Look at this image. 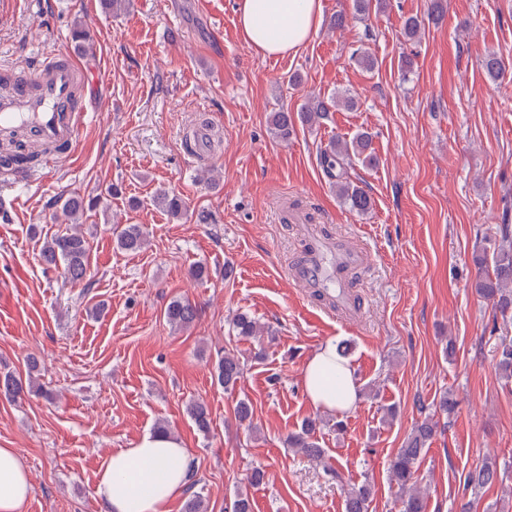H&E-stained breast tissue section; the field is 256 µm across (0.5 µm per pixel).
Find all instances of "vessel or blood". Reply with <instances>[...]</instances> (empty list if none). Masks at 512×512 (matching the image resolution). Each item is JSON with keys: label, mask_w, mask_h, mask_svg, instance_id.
Segmentation results:
<instances>
[{"label": "vessel or blood", "mask_w": 512, "mask_h": 512, "mask_svg": "<svg viewBox=\"0 0 512 512\" xmlns=\"http://www.w3.org/2000/svg\"><path fill=\"white\" fill-rule=\"evenodd\" d=\"M0 78L12 85L10 93L0 94V137L23 131L24 143L18 148L22 154L32 142L74 154L85 124L90 74L73 49L65 46L37 55L29 64L0 72ZM365 263L364 251L349 242L310 234L289 278L306 288L317 310L350 319L357 305L349 277Z\"/></svg>", "instance_id": "1"}]
</instances>
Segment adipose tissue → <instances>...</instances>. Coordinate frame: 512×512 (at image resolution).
<instances>
[{
  "label": "adipose tissue",
  "instance_id": "adipose-tissue-1",
  "mask_svg": "<svg viewBox=\"0 0 512 512\" xmlns=\"http://www.w3.org/2000/svg\"><path fill=\"white\" fill-rule=\"evenodd\" d=\"M245 41L266 57L299 52L317 29L322 0H236ZM302 381L314 407L348 412L358 403L352 368L332 342L306 362ZM188 450L168 435H143L133 447L105 457L97 471L96 494L105 512H168L185 489ZM32 491L29 473L16 449L0 447V512H23Z\"/></svg>",
  "mask_w": 512,
  "mask_h": 512
}]
</instances>
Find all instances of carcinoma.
<instances>
[{
    "label": "carcinoma",
    "mask_w": 512,
    "mask_h": 512,
    "mask_svg": "<svg viewBox=\"0 0 512 512\" xmlns=\"http://www.w3.org/2000/svg\"><path fill=\"white\" fill-rule=\"evenodd\" d=\"M387 7V0H353L354 13L366 15L371 9L382 11ZM424 25L418 17L405 19L403 32L410 41L421 38ZM71 38L75 45L85 51L92 45V37L86 22L76 20L71 24ZM482 67L487 76L498 80L504 76L503 60L497 53L487 54ZM356 106L352 97L319 94L307 95L299 110L295 113L281 110L273 113L270 129L276 139L286 142L295 132L296 122L313 127L327 119L330 112L345 108L351 110ZM373 138L367 131L357 133L353 138L333 137L324 149L320 150L318 163L324 175L336 188V195L351 210L363 213L371 205L370 198L358 186L348 180L347 165L356 159L366 167H372L377 157L372 149ZM62 223L68 225L66 231L57 233L45 241L40 252V261L51 268H62L63 274L73 282L84 280L89 267V243L76 228L84 212L97 207L99 201L84 202L75 196L60 195ZM155 204L170 217L181 219L188 211L184 198L166 190L160 191ZM147 243L146 232L138 224H127L116 232V244L125 252H139ZM473 263L478 266V273L471 283L475 294L490 304L493 318L499 319L503 326L512 324V228L507 224L501 226V241L493 244V249L485 248L475 251ZM198 317V309L188 300L174 299L166 307L164 318L174 327H188ZM232 328L237 337L253 339L263 332L260 323L247 312H238L232 319ZM496 369L506 381L512 380V336L499 337L497 344ZM243 376V365L239 358L224 352L218 356L214 365V379L226 391L236 388ZM33 380L22 376L5 374L0 376V398L16 402L32 392ZM457 407V400L451 392H444L432 405L431 411L411 429L401 448L389 463V480L396 486L400 502V512H425L424 495L414 489L421 460L427 454L432 440L437 434L438 419L449 417ZM187 412L197 429L206 434L211 427V418L207 405L199 400L188 404ZM320 420L307 418L297 431L288 434L287 445L295 448L310 458L321 459L325 450L320 447L316 437ZM498 479L497 463L487 461L470 471L466 477L467 486L473 491L493 485ZM373 499V487L369 482L347 489L344 499V512H369Z\"/></svg>",
    "instance_id": "obj_1"
}]
</instances>
